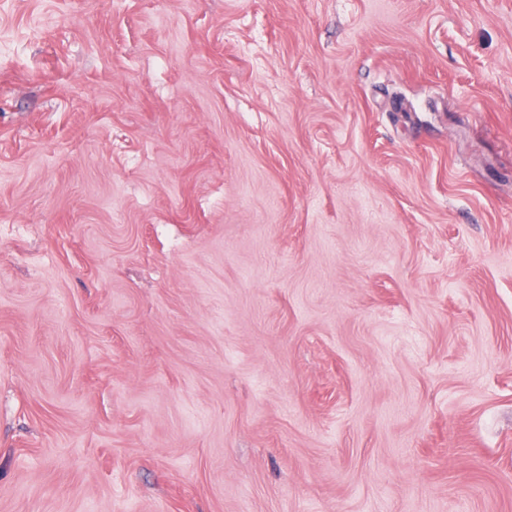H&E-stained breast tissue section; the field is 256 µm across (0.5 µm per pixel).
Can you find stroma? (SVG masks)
I'll return each mask as SVG.
<instances>
[{
  "instance_id": "obj_1",
  "label": "stroma",
  "mask_w": 512,
  "mask_h": 512,
  "mask_svg": "<svg viewBox=\"0 0 512 512\" xmlns=\"http://www.w3.org/2000/svg\"><path fill=\"white\" fill-rule=\"evenodd\" d=\"M0 41V512H512V0Z\"/></svg>"
}]
</instances>
